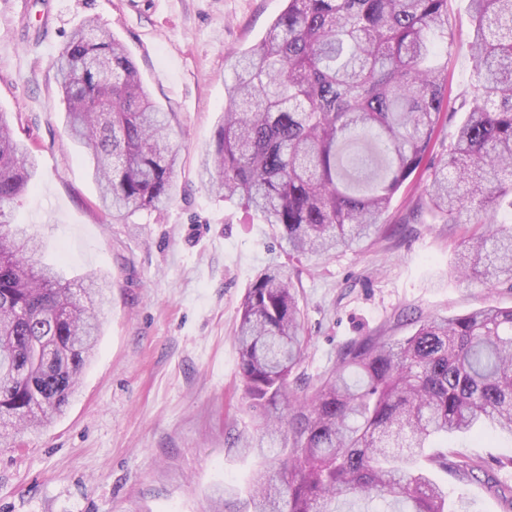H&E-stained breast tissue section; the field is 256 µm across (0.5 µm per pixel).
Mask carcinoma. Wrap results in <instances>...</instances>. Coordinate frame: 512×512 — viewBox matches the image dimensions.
Instances as JSON below:
<instances>
[{
  "instance_id": "1",
  "label": "carcinoma",
  "mask_w": 512,
  "mask_h": 512,
  "mask_svg": "<svg viewBox=\"0 0 512 512\" xmlns=\"http://www.w3.org/2000/svg\"><path fill=\"white\" fill-rule=\"evenodd\" d=\"M473 82L448 121V0H287L264 38L232 63L233 82L202 177L262 215L281 249L329 256L372 238L394 196L434 169L421 205L444 224H472L456 268L512 289V0H469ZM69 136L88 151L99 205L114 220L167 203L177 152L122 43L96 19L56 61ZM36 160L0 113V414L37 431L74 397L110 303L111 285L65 280L6 208L33 184ZM288 266L269 264L241 300L236 341L244 396L262 419L244 448L279 464L256 473L253 512H337L342 500L399 501L448 512L434 470L448 441L512 436V307L418 317L397 341L367 337L301 397L290 377L306 339Z\"/></svg>"
}]
</instances>
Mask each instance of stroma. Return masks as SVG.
Wrapping results in <instances>:
<instances>
[{"mask_svg":"<svg viewBox=\"0 0 512 512\" xmlns=\"http://www.w3.org/2000/svg\"><path fill=\"white\" fill-rule=\"evenodd\" d=\"M284 0H0V111L37 159L35 184L7 211L45 243L43 263L66 279L112 283V304L79 391L20 448L0 447V512H250L265 465L240 437L258 418L243 395L234 333L258 269L286 256L269 225L247 218L200 181L215 145L231 64L258 43ZM94 17L135 62L171 114L175 191L162 210L115 222L95 206L87 154L69 136L56 59ZM455 34L445 61L448 104L469 87L468 0H448ZM425 175L394 197L381 230L352 251L299 262L295 281L307 348L296 377L313 385L366 336L401 338L409 314L463 315L512 307V290L465 280L463 233L418 202ZM478 469L437 472L452 512H512V440L452 448Z\"/></svg>","mask_w":512,"mask_h":512,"instance_id":"1","label":"stroma"}]
</instances>
